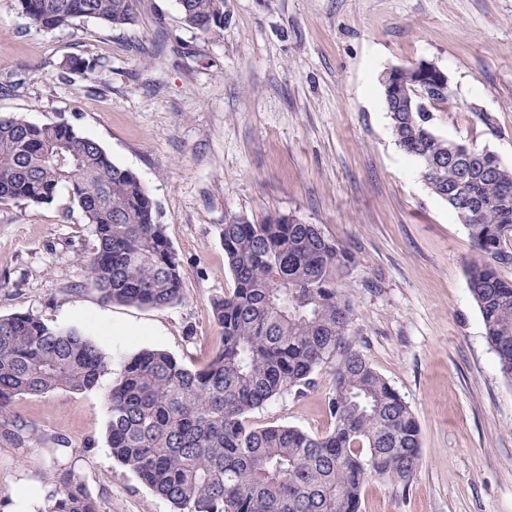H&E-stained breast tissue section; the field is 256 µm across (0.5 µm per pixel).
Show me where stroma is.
<instances>
[{"label":"stroma","instance_id":"35a3bbf8","mask_svg":"<svg viewBox=\"0 0 512 512\" xmlns=\"http://www.w3.org/2000/svg\"><path fill=\"white\" fill-rule=\"evenodd\" d=\"M72 56L104 65V82L62 71ZM421 61L451 89L435 133L512 166V0H224L217 37L186 26L177 0H138L121 29L78 19L51 32L0 0V113L98 141L157 203L183 268L180 302L102 304L78 262L92 229L67 190L40 207L0 204V315L76 329L112 358L95 389L15 403L26 424L68 440L99 512H171L113 461L104 396L140 349L191 367L212 355L211 299L234 286L224 222L278 214L354 254L349 338L419 424L415 479L368 481L361 512H512V385L468 289L474 252L384 104L382 75ZM316 382L254 410L251 424L326 431L331 368ZM52 476L39 446L0 440V512H37Z\"/></svg>","mask_w":512,"mask_h":512}]
</instances>
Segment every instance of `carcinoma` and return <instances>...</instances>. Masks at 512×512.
I'll use <instances>...</instances> for the list:
<instances>
[{
    "label": "carcinoma",
    "instance_id": "carcinoma-1",
    "mask_svg": "<svg viewBox=\"0 0 512 512\" xmlns=\"http://www.w3.org/2000/svg\"><path fill=\"white\" fill-rule=\"evenodd\" d=\"M29 25L53 31L76 19L117 29L136 20L137 0H18ZM183 22L205 35L224 31V0H178ZM63 68L99 82L80 57ZM410 86L412 67L391 76ZM430 109L390 113L401 149L421 165L432 191L464 218L475 256L468 288L499 370L512 383V167L488 151L436 135ZM92 227L80 261L104 304L161 307L182 296V270L160 212L130 170L96 140L65 122L36 125L0 115V203H51L60 188ZM234 279L212 298L220 341L190 367L161 349H141L106 394L112 459L172 512H359L364 485L388 478L409 485L420 460L415 416L395 389L347 340L355 309L341 290L353 255L316 224L278 215L262 224L233 216L222 231ZM334 382L325 400L328 430L255 428L248 414L285 392L315 386L324 366ZM102 345L30 313L0 316V433L21 447L47 446L55 480L39 512H99L68 466V441L17 424L13 404L57 390L94 389L110 371Z\"/></svg>",
    "mask_w": 512,
    "mask_h": 512
}]
</instances>
